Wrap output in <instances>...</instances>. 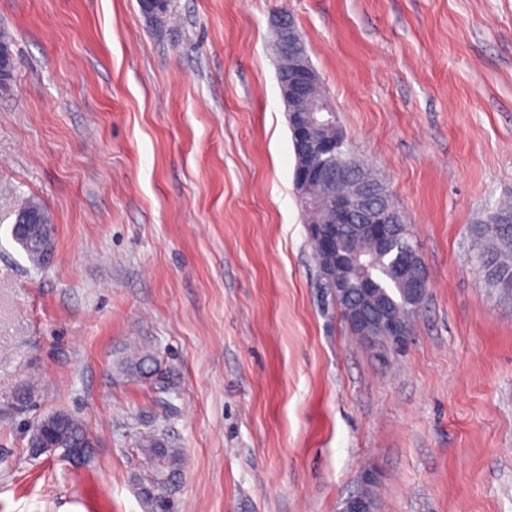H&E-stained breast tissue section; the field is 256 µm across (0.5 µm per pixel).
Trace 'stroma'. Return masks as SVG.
Returning a JSON list of instances; mask_svg holds the SVG:
<instances>
[{
  "instance_id": "1",
  "label": "stroma",
  "mask_w": 512,
  "mask_h": 512,
  "mask_svg": "<svg viewBox=\"0 0 512 512\" xmlns=\"http://www.w3.org/2000/svg\"><path fill=\"white\" fill-rule=\"evenodd\" d=\"M0 0V512H144L142 434L181 449L174 512H512V301L470 257L512 199V0ZM290 14L430 292L399 346L322 288L293 186L274 24ZM55 252L13 240L28 201ZM143 347L152 378L114 363ZM65 411L95 446L35 455Z\"/></svg>"
}]
</instances>
